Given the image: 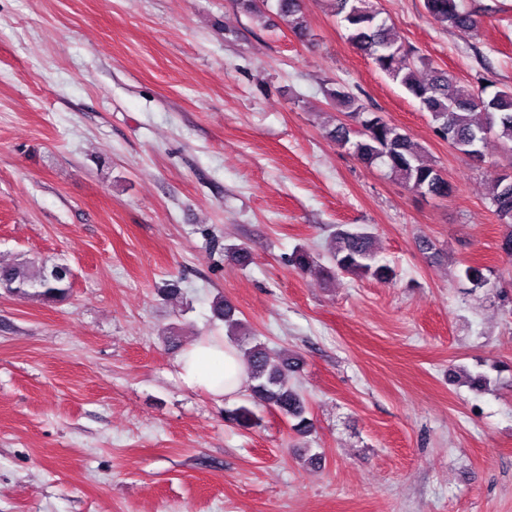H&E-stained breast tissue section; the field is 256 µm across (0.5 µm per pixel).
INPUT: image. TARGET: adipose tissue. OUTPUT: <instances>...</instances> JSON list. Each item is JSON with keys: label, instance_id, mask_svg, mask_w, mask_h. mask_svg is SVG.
Listing matches in <instances>:
<instances>
[{"label": "adipose tissue", "instance_id": "adipose-tissue-1", "mask_svg": "<svg viewBox=\"0 0 512 512\" xmlns=\"http://www.w3.org/2000/svg\"><path fill=\"white\" fill-rule=\"evenodd\" d=\"M174 365L185 386L206 391L219 399L245 393L248 389L244 362L237 350L220 336L195 340L176 357Z\"/></svg>", "mask_w": 512, "mask_h": 512}]
</instances>
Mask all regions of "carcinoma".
<instances>
[{
  "instance_id": "carcinoma-1",
  "label": "carcinoma",
  "mask_w": 512,
  "mask_h": 512,
  "mask_svg": "<svg viewBox=\"0 0 512 512\" xmlns=\"http://www.w3.org/2000/svg\"><path fill=\"white\" fill-rule=\"evenodd\" d=\"M331 12L339 17L348 39L375 67L418 101L429 113L433 132L466 155L483 150L488 136H494L504 151L512 154V88L464 85L444 70L431 69L428 79L420 78L425 59L406 46L392 30L387 19L369 6L368 0H329ZM277 12L288 17L292 31L306 36L307 24L301 0H276ZM427 14L437 23L464 33L478 31L481 20L476 12L466 9L462 0H424ZM326 97L354 119L357 128L345 123L334 125L328 137L347 149L367 167H384L409 190L421 196L445 198L451 186L442 170L424 155L422 146L390 123L381 112L341 86L325 90ZM490 202L501 221L512 224V174L503 173L493 182ZM290 265L302 274H317L332 279L339 274L390 281L393 268L379 262L376 239L366 225L340 224L330 241L329 264L318 265L303 248L289 257ZM71 269L65 264L47 267L33 258H20L0 266V289L8 293L42 302L66 299L72 285ZM462 278L473 289L484 288L489 278L483 269L468 265ZM216 319L222 321L232 337L245 335L244 324L235 318V310L218 298L213 304ZM243 359L250 376L249 397L252 406L231 411L232 419L247 427L258 424L257 408H273L291 429L304 437L313 429L306 417L307 406L302 395L288 384V373L297 363L285 357L278 364L270 361L265 343L256 338L245 342Z\"/></svg>"
}]
</instances>
